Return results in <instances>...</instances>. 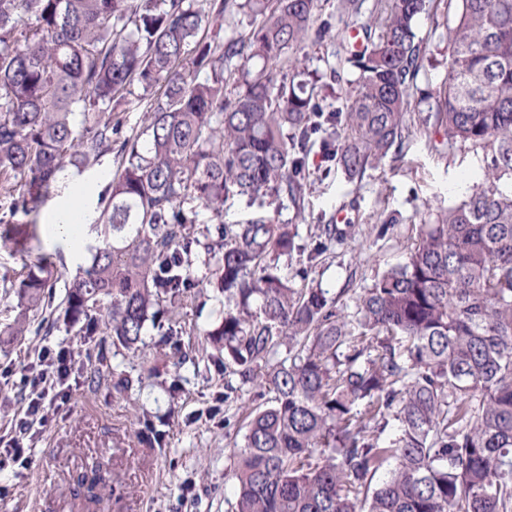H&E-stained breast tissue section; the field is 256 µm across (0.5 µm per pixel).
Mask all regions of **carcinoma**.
Returning a JSON list of instances; mask_svg holds the SVG:
<instances>
[{"instance_id":"1","label":"carcinoma","mask_w":512,"mask_h":512,"mask_svg":"<svg viewBox=\"0 0 512 512\" xmlns=\"http://www.w3.org/2000/svg\"><path fill=\"white\" fill-rule=\"evenodd\" d=\"M442 4L455 17L448 77L418 121L482 150V182L422 225L351 313L280 273L290 225L226 224L224 200L274 191L299 206L308 147L327 126L351 179L402 147L431 60L416 21ZM233 12L257 24L218 52L200 32ZM330 30L318 0H209L206 14L192 0H0V192L27 216L65 166L117 155L93 225L100 245L64 302L75 316L105 310L129 349L163 298L199 287L198 249L215 261L224 309L207 335L242 383L275 393L245 409L236 512H512V191L500 186L512 175V0H377L356 24L361 50H346L359 76L335 112L316 87L248 66L295 71ZM147 95L142 131L115 139L120 113ZM198 204L214 221L203 241ZM324 235L311 258L342 232L327 224ZM34 240V220L0 228V247L22 256ZM50 265L45 253L24 265L0 343L51 303Z\"/></svg>"}]
</instances>
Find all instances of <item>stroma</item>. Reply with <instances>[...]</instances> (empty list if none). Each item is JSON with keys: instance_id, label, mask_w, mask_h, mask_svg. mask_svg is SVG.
Here are the masks:
<instances>
[{"instance_id": "obj_1", "label": "stroma", "mask_w": 512, "mask_h": 512, "mask_svg": "<svg viewBox=\"0 0 512 512\" xmlns=\"http://www.w3.org/2000/svg\"><path fill=\"white\" fill-rule=\"evenodd\" d=\"M319 12L333 31L306 47L305 81L337 71L340 80L323 104L342 107L344 92L357 74L344 66L335 33L350 26L342 0H320ZM419 35L429 37L434 59L419 74L415 100L427 111L428 96L448 75V30L444 14L420 18ZM423 126H410L403 147L391 151L360 177L348 178L337 162L324 159L320 144L308 151L309 178L300 206L283 194L258 200L230 196L224 221L243 224L260 216L290 225L296 250L278 264L299 288L324 289L337 305H352L354 295L377 276L403 261L430 214L458 205L478 182L482 154L454 144L438 147ZM346 210L353 224L343 239L329 243L316 262L308 252L324 225ZM396 215L395 226L378 236L381 220ZM61 280L49 321L32 317L26 335L0 346V437L27 443L18 413L27 392L24 367L42 347L72 350L73 386L69 404L36 437L27 466L0 470V512H86L74 496L75 479L99 465L105 479L103 512H234L235 490L228 479L230 448L237 439L245 406L267 404L271 392L257 394L239 376L215 366V350L205 335L216 323L224 297L213 287V267L195 260L192 274L205 285L180 296L170 314L147 325L139 351L130 352L105 332L88 336L83 323L65 312L64 282L79 273L64 243L45 246ZM25 256L0 248V328L13 322L15 281ZM133 384L119 386L120 375Z\"/></svg>"}]
</instances>
